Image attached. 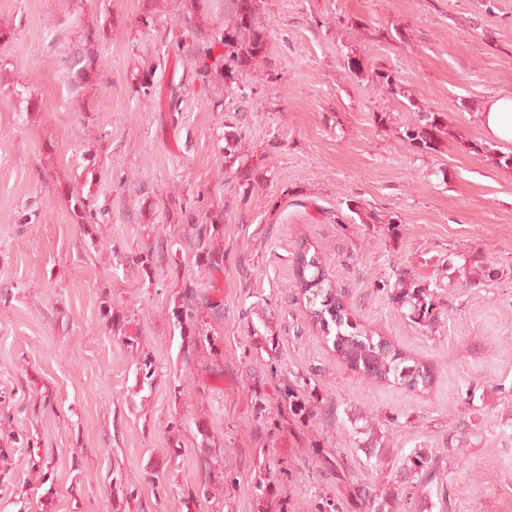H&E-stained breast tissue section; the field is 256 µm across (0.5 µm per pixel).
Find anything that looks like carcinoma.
<instances>
[{
    "label": "carcinoma",
    "instance_id": "carcinoma-1",
    "mask_svg": "<svg viewBox=\"0 0 512 512\" xmlns=\"http://www.w3.org/2000/svg\"><path fill=\"white\" fill-rule=\"evenodd\" d=\"M230 11L234 15L231 25L210 35L209 45L204 50L205 61L196 68L202 82L222 79L235 82L241 69L250 66L266 55L267 38L258 16L257 0H228ZM219 51L213 63H206L213 51ZM445 128L437 112H417L413 122L404 126L401 140L404 144L423 151H434L439 146ZM303 271H294V287L303 286L301 278L308 280L319 277L323 280L322 295L306 307V313L312 324L325 335H334L332 346L339 360L353 372L377 382L394 381L409 389L426 390L432 384L433 374L426 365L402 349L389 345L382 337H376L370 331L361 328L351 317L348 305L341 293L333 294L334 288L330 274L316 254L304 251L302 255ZM493 271L483 268L475 259H464L448 279V286L471 288L482 284V277H492ZM390 297L398 308L408 309L409 319L424 327L435 319V291L430 286L407 273L398 274L397 281L390 286ZM201 302L196 291L186 288L182 303L171 311L174 324L184 329L195 324ZM288 411L298 417L312 413V391L307 382L290 385L281 394ZM348 421L358 435L357 448L366 457L378 462L386 460L384 435L381 425L361 411H354ZM475 424L472 420L456 423V434L448 443V457L453 453H462V449L472 445ZM399 481L393 491L377 493L364 488L360 491L361 501L369 512H389L390 497L397 501H413L418 512H432L433 488L441 479L439 459L432 456L427 448H415L405 456L399 465Z\"/></svg>",
    "mask_w": 512,
    "mask_h": 512
}]
</instances>
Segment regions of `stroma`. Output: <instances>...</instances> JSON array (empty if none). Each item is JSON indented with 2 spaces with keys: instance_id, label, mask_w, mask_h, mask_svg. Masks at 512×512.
<instances>
[{
  "instance_id": "stroma-1",
  "label": "stroma",
  "mask_w": 512,
  "mask_h": 512,
  "mask_svg": "<svg viewBox=\"0 0 512 512\" xmlns=\"http://www.w3.org/2000/svg\"><path fill=\"white\" fill-rule=\"evenodd\" d=\"M224 6L0 0V512H311L321 495L394 488L412 449L447 457L472 396L487 406L443 475L444 512H512V169L494 159L512 145L480 123L489 99L512 97V0H261L267 54L229 87L196 75ZM418 110L442 116L437 150L398 138ZM207 214L216 271L189 229ZM304 241L359 324L429 365L428 390L339 362L291 286ZM147 251L152 268L133 265ZM465 256L492 280L449 287ZM401 270L437 284L431 327L390 300ZM189 285L212 341L187 357L171 311ZM299 374L335 414L276 422ZM355 408L382 421L390 465L358 450ZM207 441L220 447L209 487ZM259 477L272 497L256 496Z\"/></svg>"
}]
</instances>
